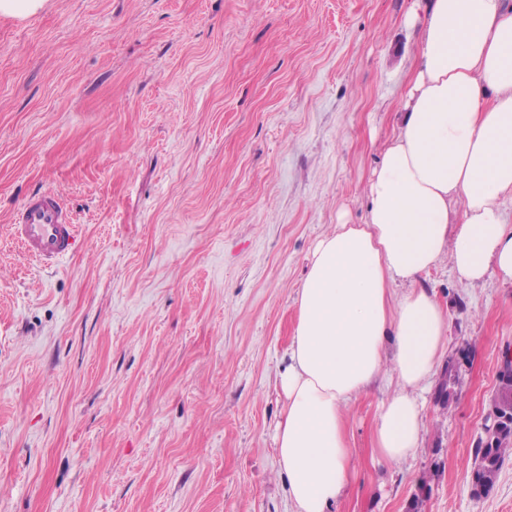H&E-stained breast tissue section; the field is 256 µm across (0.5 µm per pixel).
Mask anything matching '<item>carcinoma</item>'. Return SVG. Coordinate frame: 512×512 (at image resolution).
Returning a JSON list of instances; mask_svg holds the SVG:
<instances>
[{
    "instance_id": "1",
    "label": "carcinoma",
    "mask_w": 512,
    "mask_h": 512,
    "mask_svg": "<svg viewBox=\"0 0 512 512\" xmlns=\"http://www.w3.org/2000/svg\"><path fill=\"white\" fill-rule=\"evenodd\" d=\"M493 409L511 424L496 431H486V437L479 439L472 450L474 463L469 471L470 486L477 497L489 492L506 458L512 456V388L497 384Z\"/></svg>"
}]
</instances>
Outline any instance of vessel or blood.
<instances>
[{
    "label": "vessel or blood",
    "instance_id": "1",
    "mask_svg": "<svg viewBox=\"0 0 512 512\" xmlns=\"http://www.w3.org/2000/svg\"><path fill=\"white\" fill-rule=\"evenodd\" d=\"M10 231L28 257L45 265L61 261L77 246L73 216L51 189L29 198L16 210Z\"/></svg>",
    "mask_w": 512,
    "mask_h": 512
}]
</instances>
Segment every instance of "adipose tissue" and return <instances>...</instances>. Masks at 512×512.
<instances>
[{"label":"adipose tissue","mask_w":512,"mask_h":512,"mask_svg":"<svg viewBox=\"0 0 512 512\" xmlns=\"http://www.w3.org/2000/svg\"><path fill=\"white\" fill-rule=\"evenodd\" d=\"M396 135L367 183L363 223L316 243L296 292L280 385L279 471L295 512H328L352 477L342 409L378 378L375 451L398 464L421 443L422 394L446 316L421 275L448 262L476 283L512 282V0H427Z\"/></svg>","instance_id":"obj_1"}]
</instances>
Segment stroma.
I'll use <instances>...</instances> for the list:
<instances>
[{"mask_svg": "<svg viewBox=\"0 0 512 512\" xmlns=\"http://www.w3.org/2000/svg\"><path fill=\"white\" fill-rule=\"evenodd\" d=\"M411 0H45L0 14V512H293L280 375L316 241L366 213L419 52ZM61 193L77 250L11 238ZM447 314L415 456L385 464L378 381L345 407L331 512H512L471 494L512 353V284L422 278ZM455 375L457 398L438 400Z\"/></svg>", "mask_w": 512, "mask_h": 512, "instance_id": "35a3bbf8", "label": "stroma"}]
</instances>
